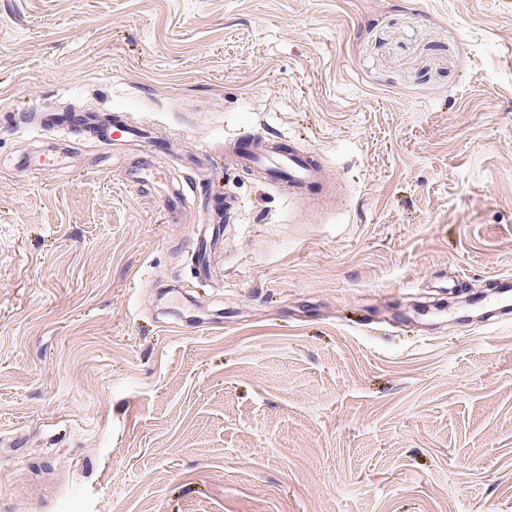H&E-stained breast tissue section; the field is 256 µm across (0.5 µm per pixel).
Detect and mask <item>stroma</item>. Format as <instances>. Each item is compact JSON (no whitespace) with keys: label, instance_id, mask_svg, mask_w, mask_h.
Listing matches in <instances>:
<instances>
[{"label":"stroma","instance_id":"obj_1","mask_svg":"<svg viewBox=\"0 0 512 512\" xmlns=\"http://www.w3.org/2000/svg\"><path fill=\"white\" fill-rule=\"evenodd\" d=\"M11 110L0 512H512V0H0ZM252 128L338 190L199 160Z\"/></svg>","mask_w":512,"mask_h":512}]
</instances>
